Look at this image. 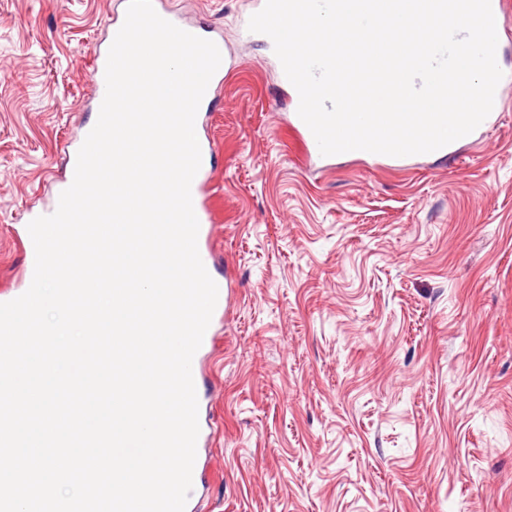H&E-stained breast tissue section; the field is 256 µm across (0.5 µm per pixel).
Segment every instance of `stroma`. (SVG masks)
<instances>
[{"label":"stroma","instance_id":"obj_1","mask_svg":"<svg viewBox=\"0 0 512 512\" xmlns=\"http://www.w3.org/2000/svg\"><path fill=\"white\" fill-rule=\"evenodd\" d=\"M253 0H169L231 59L200 133L212 245L233 282L197 359L196 512H512V85L452 157L307 158ZM120 0H0V297L30 211L95 118ZM123 3H124V13H123L122 17L120 19L112 18V20H108L107 25L110 27V41H109V44H108L106 50L103 53H99L96 57V62H95V67H94V70H95V72H94L95 97H96V102H97L96 121L98 119L100 106L104 99L105 91H106L105 67H106V62H107L108 51H109V48H110L117 32L123 25L125 17H126L128 0H124Z\"/></svg>","mask_w":512,"mask_h":512}]
</instances>
